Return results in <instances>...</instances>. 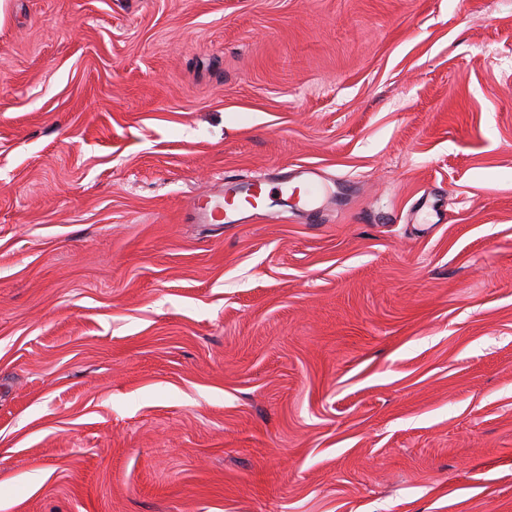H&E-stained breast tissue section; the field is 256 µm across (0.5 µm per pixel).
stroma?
<instances>
[{
	"instance_id": "35a3bbf8",
	"label": "stroma",
	"mask_w": 512,
	"mask_h": 512,
	"mask_svg": "<svg viewBox=\"0 0 512 512\" xmlns=\"http://www.w3.org/2000/svg\"><path fill=\"white\" fill-rule=\"evenodd\" d=\"M1 501L512 512V0H0Z\"/></svg>"
}]
</instances>
